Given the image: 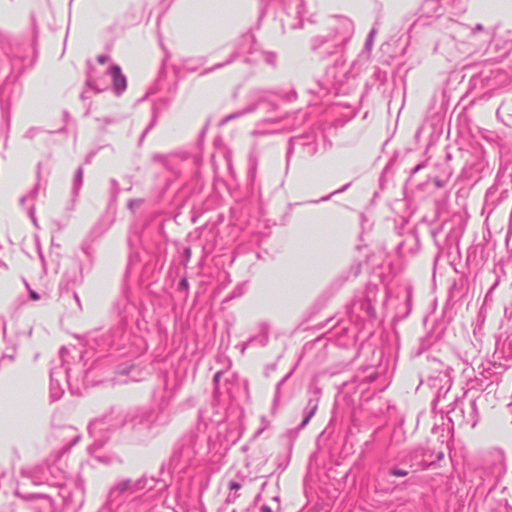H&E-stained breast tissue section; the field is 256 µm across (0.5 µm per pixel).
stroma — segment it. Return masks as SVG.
I'll use <instances>...</instances> for the list:
<instances>
[{"mask_svg":"<svg viewBox=\"0 0 512 512\" xmlns=\"http://www.w3.org/2000/svg\"><path fill=\"white\" fill-rule=\"evenodd\" d=\"M29 2L27 15L0 21V205L11 212L0 220V271L21 254L36 263L32 285L0 301V368L31 335L33 308L85 283L122 215L128 251L120 284L99 274V287L118 289L111 309L61 348L48 382L0 393V424L12 430L34 420L39 399L58 406L20 474L26 492L0 498V512H512V20L469 0H359L363 18L336 13L307 43L321 71L267 85L258 78L277 56L266 17L314 28L318 0H260L238 25L243 79L211 132L96 189L89 165L111 156L134 114L115 49L149 0H129L102 30L85 20L97 61L78 79L77 103L57 113V85L21 89L43 30L74 0ZM209 29L193 23L196 54L165 52L142 100L152 120L224 49ZM431 55L445 69L410 137L379 147L355 256L301 316L312 339L238 329L239 261L272 247L293 212L272 214L259 157L238 155L234 141L305 150L359 113L402 111L410 72ZM25 120L20 144L11 133ZM272 340L273 360L244 362L247 347ZM270 378L267 401L258 388ZM145 383L146 402L89 422L80 455L58 447L86 395ZM190 387L197 417L180 447L104 485L98 462L113 446H146ZM300 442L297 480L285 468Z\"/></svg>","mask_w":512,"mask_h":512,"instance_id":"obj_1","label":"stroma"}]
</instances>
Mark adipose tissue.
<instances>
[{
    "instance_id": "obj_1",
    "label": "adipose tissue",
    "mask_w": 512,
    "mask_h": 512,
    "mask_svg": "<svg viewBox=\"0 0 512 512\" xmlns=\"http://www.w3.org/2000/svg\"><path fill=\"white\" fill-rule=\"evenodd\" d=\"M258 7V0H162L159 8L147 9L135 30L136 45L120 46L115 53L125 74L124 100L136 102L149 88L163 61V49H158V42H165V49L188 50L187 30L191 19L226 22L256 15ZM310 37L307 31L277 30L272 48L281 65L277 71L266 74V81L284 82L299 72L314 73L317 62L307 56L296 57L288 51L292 44L308 42ZM94 53L95 40L91 37L78 47L63 46L58 37L46 39L26 83L31 86L63 74L74 75L86 68ZM442 69L441 62L434 59L411 74L406 105L397 120L388 122L381 113L364 112L356 119V126L368 128L382 140H405L416 112L437 84ZM240 73L238 61L227 62L218 56L190 74L189 80L195 87L228 93L235 88ZM217 108V103L203 105L194 96H181L152 128L147 125L146 113H139L134 124L119 130L118 153L124 156L136 149L146 157L156 151L177 150L211 124ZM344 142V137H335L317 150L291 154L282 141L256 145L246 135L235 141L239 154L253 149L258 151L263 184L273 192L272 211L285 210L287 203L293 202L297 205L299 219L298 224L281 235L275 247L258 256L244 257V265L252 267L253 274L232 306L238 326L254 329L264 321L282 328L293 326L316 291L335 276L337 268L350 261L355 226L370 196L371 180L363 174L365 153H345ZM281 184L286 187L282 193L277 190ZM127 235V222L113 224L98 247L91 276L87 277L84 287L76 289L66 300L67 317H60V310L51 303L33 310V333L20 347L9 369L0 372L1 391L9 390L19 377L34 385L46 383L58 350L75 342L93 319L109 310L115 294L97 287L95 273L104 268L112 279L120 278L127 254ZM308 246L313 249L314 261L305 267L300 264L299 256ZM288 270L293 276L288 289L284 290L280 287V278ZM56 416V404L44 400L38 406L36 424L24 433L0 431L1 474L9 479L19 476L32 458L33 448L42 444V426ZM195 420V407L184 405L155 439L149 451L152 463H160L167 453L178 447Z\"/></svg>"
}]
</instances>
